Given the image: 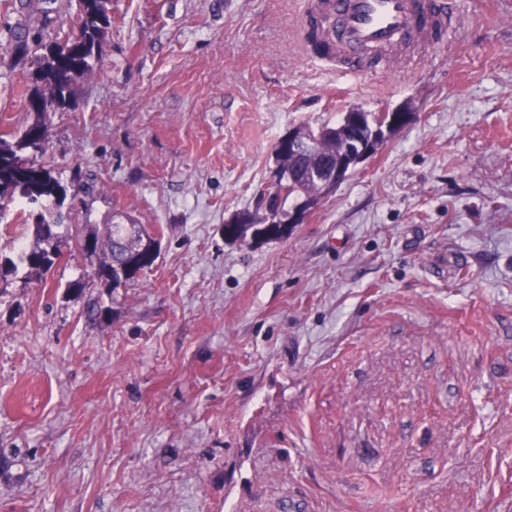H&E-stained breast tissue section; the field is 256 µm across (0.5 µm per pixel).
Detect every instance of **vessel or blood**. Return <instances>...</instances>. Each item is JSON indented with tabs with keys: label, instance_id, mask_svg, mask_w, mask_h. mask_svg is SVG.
<instances>
[{
	"label": "vessel or blood",
	"instance_id": "vessel-or-blood-1",
	"mask_svg": "<svg viewBox=\"0 0 512 512\" xmlns=\"http://www.w3.org/2000/svg\"><path fill=\"white\" fill-rule=\"evenodd\" d=\"M456 20L447 0H304L300 14L302 28H316L325 61L351 74L427 58Z\"/></svg>",
	"mask_w": 512,
	"mask_h": 512
}]
</instances>
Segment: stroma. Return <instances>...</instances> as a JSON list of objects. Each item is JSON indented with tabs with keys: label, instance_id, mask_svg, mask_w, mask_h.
<instances>
[{
	"label": "stroma",
	"instance_id": "stroma-1",
	"mask_svg": "<svg viewBox=\"0 0 512 512\" xmlns=\"http://www.w3.org/2000/svg\"><path fill=\"white\" fill-rule=\"evenodd\" d=\"M453 2L416 73L353 76L305 54L298 0H112L43 160L63 223L160 254L112 292L67 251L0 279V512H512V0ZM24 21L0 0V134L34 119ZM405 103L288 236L224 240L288 129Z\"/></svg>",
	"mask_w": 512,
	"mask_h": 512
}]
</instances>
